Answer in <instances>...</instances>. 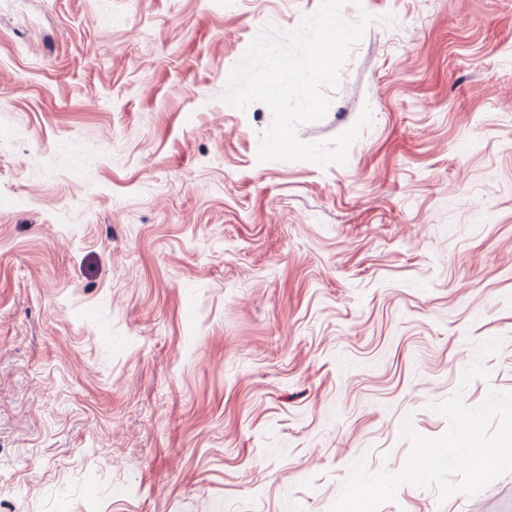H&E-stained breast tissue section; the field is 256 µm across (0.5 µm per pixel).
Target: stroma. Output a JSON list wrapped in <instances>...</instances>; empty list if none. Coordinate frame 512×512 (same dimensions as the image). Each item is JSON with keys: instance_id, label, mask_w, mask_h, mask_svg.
Returning <instances> with one entry per match:
<instances>
[{"instance_id": "1", "label": "stroma", "mask_w": 512, "mask_h": 512, "mask_svg": "<svg viewBox=\"0 0 512 512\" xmlns=\"http://www.w3.org/2000/svg\"><path fill=\"white\" fill-rule=\"evenodd\" d=\"M320 0H0V512H329L512 392V0H361L307 143L222 100ZM380 512H512V473Z\"/></svg>"}]
</instances>
